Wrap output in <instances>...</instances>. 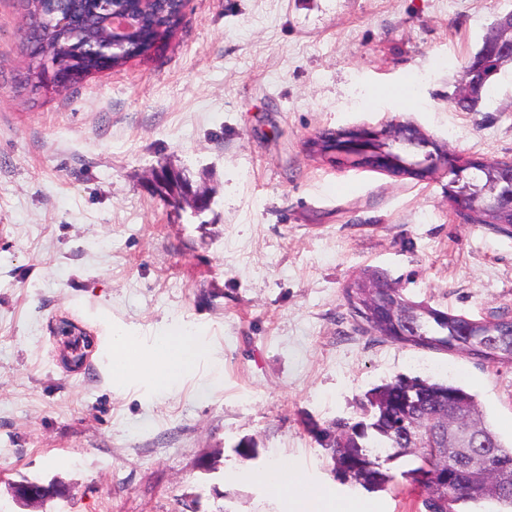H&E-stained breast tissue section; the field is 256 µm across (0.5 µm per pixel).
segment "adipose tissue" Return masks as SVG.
<instances>
[{
    "instance_id": "adipose-tissue-1",
    "label": "adipose tissue",
    "mask_w": 512,
    "mask_h": 512,
    "mask_svg": "<svg viewBox=\"0 0 512 512\" xmlns=\"http://www.w3.org/2000/svg\"><path fill=\"white\" fill-rule=\"evenodd\" d=\"M196 356V349L189 337L163 336L141 359L128 362L124 369L135 375L153 378L158 384L164 385L190 370Z\"/></svg>"
}]
</instances>
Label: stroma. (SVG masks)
Returning <instances> with one entry per match:
<instances>
[{"label": "stroma", "instance_id": "stroma-1", "mask_svg": "<svg viewBox=\"0 0 512 512\" xmlns=\"http://www.w3.org/2000/svg\"><path fill=\"white\" fill-rule=\"evenodd\" d=\"M512 0H188L150 57L63 90L27 78L21 0H0V512H290L273 462L366 512H426L395 478L341 484L313 426L358 417L399 375L475 394L512 440V366L364 331L345 292L376 269L413 300L512 314V236L465 224L452 173L398 178L310 155L307 140L392 119L449 153L512 160V62L461 111V64ZM415 80L419 101L372 103ZM213 194L194 216L155 169ZM89 341L62 364L61 321ZM187 334L165 388L115 373L114 333ZM251 441L255 454L236 446ZM63 493L20 506L22 480Z\"/></svg>", "mask_w": 512, "mask_h": 512}]
</instances>
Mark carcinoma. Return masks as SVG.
<instances>
[{"label":"carcinoma","instance_id":"obj_1","mask_svg":"<svg viewBox=\"0 0 512 512\" xmlns=\"http://www.w3.org/2000/svg\"><path fill=\"white\" fill-rule=\"evenodd\" d=\"M131 0H25V27L30 29L44 21L45 14H72L80 25L76 30L41 29L27 35V74L39 79L45 72L43 55L52 51L58 71L69 75L74 85L103 69L117 70L128 62L149 56L158 40L172 36L177 23L172 21L175 4L157 11L141 13L135 21V31L120 52L104 57L88 51L107 39L103 14L127 12ZM497 30L483 40L480 48L461 68V77L472 76L485 85L495 76L504 61L496 54ZM506 185L496 162L481 171L476 183H465L456 193L478 197L477 222L501 229L512 225V215L504 216L490 205ZM350 310L363 304L383 311L371 329L392 342L419 349L460 353L489 364L512 365V316L493 314L474 320L463 314L440 311L426 303L406 297L392 287L383 273L372 270L358 276L346 289ZM362 419H338L328 427L313 426V432L331 451L337 479L351 487H361L372 493L385 491L394 480L391 465L404 468L401 475L427 492L424 506L438 500L435 512H459L457 506L470 503H495L512 509V481L497 486L485 496L478 491L452 484L438 488L434 475L442 466L437 458V440L431 437L440 417L454 420L450 436L461 445L483 456V472L493 468L497 456L512 461V446L506 445L480 410L476 398L451 382L432 381L415 377H399L377 387L360 403Z\"/></svg>","mask_w":512,"mask_h":512}]
</instances>
